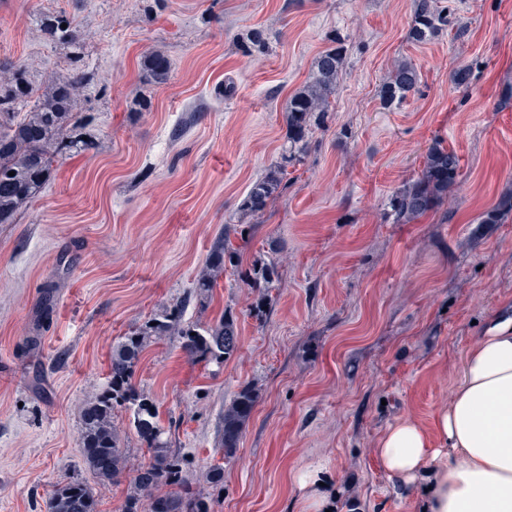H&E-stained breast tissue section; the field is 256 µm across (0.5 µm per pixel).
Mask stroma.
Instances as JSON below:
<instances>
[{"label":"stroma","instance_id":"1","mask_svg":"<svg viewBox=\"0 0 512 512\" xmlns=\"http://www.w3.org/2000/svg\"><path fill=\"white\" fill-rule=\"evenodd\" d=\"M438 3L446 30L415 44L414 0H0V60L26 61L38 82L72 73L43 17L73 18L88 75L81 111L93 118L85 146L0 224V512H47L71 480L92 487L99 512H123L150 455L119 413L126 479L98 482L82 412L108 382L113 344L180 301L201 324L233 311L236 353L204 366L165 336L132 384L214 512H301L293 476L319 461L335 512H419L421 491L396 486L372 450L397 421L430 426L489 317L512 311V217L479 221L512 191V0ZM334 35L347 58L325 125L240 246L244 262L278 263L264 316L253 313L258 289L231 269L210 303L187 301L213 240L278 161L288 98ZM157 52L169 64L161 84L143 76ZM400 61L420 82L387 109L380 88ZM460 68L469 80L457 89ZM436 143L457 154L459 184L396 221L392 197ZM245 387L260 398L228 458L224 406ZM217 463L219 491L204 480Z\"/></svg>","mask_w":512,"mask_h":512}]
</instances>
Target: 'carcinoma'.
Wrapping results in <instances>:
<instances>
[{
  "label": "carcinoma",
  "instance_id": "1",
  "mask_svg": "<svg viewBox=\"0 0 512 512\" xmlns=\"http://www.w3.org/2000/svg\"><path fill=\"white\" fill-rule=\"evenodd\" d=\"M67 27H62V24ZM43 26L61 44L74 46L79 35L73 20L60 12L44 18ZM448 26V13L437 0H414L409 38L417 43L438 35ZM346 48L341 39L331 38V46L315 60L308 82L288 98L283 114L285 147L279 161L263 177L255 180L242 198L239 210L251 218L264 212L268 203L287 186L288 167L301 162L314 130L324 125L331 97L343 69ZM153 80L167 77V60L153 55L146 62ZM22 61H0V224H11L17 213L34 201L43 189L46 176L60 157L78 147L85 123L78 117L86 73L75 69L65 81L51 79L36 84L27 77ZM419 83L416 67L407 61L388 74L381 92L387 107L402 103ZM28 112H18L21 105ZM15 175H9V172ZM460 165L457 155L439 144L432 145L420 175L395 194L392 211L400 221H411L427 214L448 198L457 184ZM512 215V193L481 217L483 224H499ZM240 262L239 248L229 236L220 235L212 243L206 265L197 276L195 297L204 302L224 277L227 268ZM279 281L277 263L259 256L245 269V282L251 288H273ZM162 336H175L191 360L222 364L237 350V320L231 312L200 326L183 317V305L164 307L132 329L109 358V385L88 403L82 418V445L86 464L102 482H119L125 474L126 457L115 425L116 412H130L133 425L152 454L151 462L137 471L126 496L123 512H212V500L201 490L187 486L182 479V459L162 439L154 403L137 393L131 384L133 368L144 349ZM251 388L240 390L224 408L221 446L224 456L234 454L242 430L257 402ZM48 512H97L92 490L80 482L58 487L47 502Z\"/></svg>",
  "mask_w": 512,
  "mask_h": 512
}]
</instances>
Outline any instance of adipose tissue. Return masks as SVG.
<instances>
[{"instance_id":"1","label":"adipose tissue","mask_w":512,"mask_h":512,"mask_svg":"<svg viewBox=\"0 0 512 512\" xmlns=\"http://www.w3.org/2000/svg\"><path fill=\"white\" fill-rule=\"evenodd\" d=\"M374 457L403 489L423 486V512H512V315L489 319L431 427L396 423Z\"/></svg>"}]
</instances>
